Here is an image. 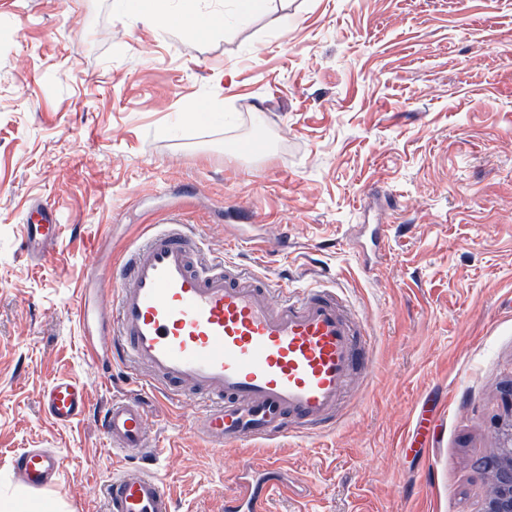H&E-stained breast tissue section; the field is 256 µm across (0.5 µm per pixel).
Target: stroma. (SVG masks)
I'll return each mask as SVG.
<instances>
[{
    "label": "stroma",
    "instance_id": "stroma-1",
    "mask_svg": "<svg viewBox=\"0 0 512 512\" xmlns=\"http://www.w3.org/2000/svg\"><path fill=\"white\" fill-rule=\"evenodd\" d=\"M2 33L0 497L16 452L55 448L37 496L61 512H105L124 465L174 512H226L268 462L285 485L265 512H481L512 419V0H265L203 33L128 0H0ZM41 201L61 225L45 263L25 246ZM182 206L205 260L336 287L370 321L334 426L216 447L198 403L91 365L78 308L109 306L91 273ZM59 377L90 398L67 425L39 407ZM115 395L142 399L152 454L113 455Z\"/></svg>",
    "mask_w": 512,
    "mask_h": 512
}]
</instances>
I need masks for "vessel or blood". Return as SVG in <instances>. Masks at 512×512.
Segmentation results:
<instances>
[{
	"instance_id": "obj_1",
	"label": "vessel or blood",
	"mask_w": 512,
	"mask_h": 512,
	"mask_svg": "<svg viewBox=\"0 0 512 512\" xmlns=\"http://www.w3.org/2000/svg\"><path fill=\"white\" fill-rule=\"evenodd\" d=\"M26 227L29 255L49 260L59 239L55 212L35 206ZM107 293L116 326L89 340L92 361L118 353L150 387L191 398L203 409L211 442L271 440L317 433L340 415L347 383L371 343L369 321L333 288L275 287L259 275L205 261L180 215L129 251ZM47 418L68 424L89 408L86 387L54 379L41 393ZM148 415L139 398H112L99 425L120 454L149 443ZM52 448H26L15 457L17 478L38 491L61 469ZM276 468H248L235 512H264L279 487ZM106 512H173L165 486L145 469L125 466L105 486Z\"/></svg>"
}]
</instances>
